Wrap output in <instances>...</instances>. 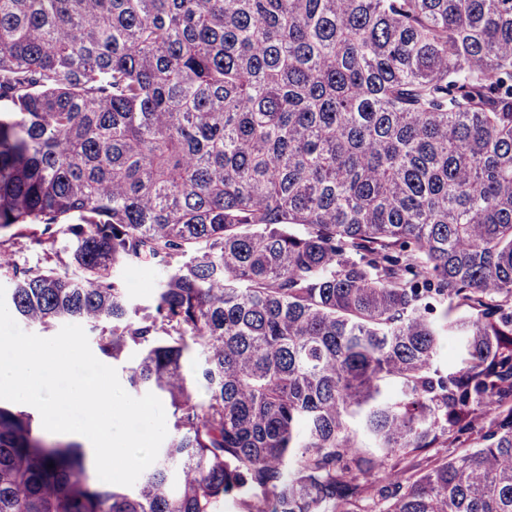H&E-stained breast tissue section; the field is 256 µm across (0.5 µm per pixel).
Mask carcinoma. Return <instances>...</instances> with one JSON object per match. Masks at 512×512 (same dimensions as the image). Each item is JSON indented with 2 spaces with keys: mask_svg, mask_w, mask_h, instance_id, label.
Segmentation results:
<instances>
[{
  "mask_svg": "<svg viewBox=\"0 0 512 512\" xmlns=\"http://www.w3.org/2000/svg\"><path fill=\"white\" fill-rule=\"evenodd\" d=\"M2 231L174 424L125 491L0 406V512H512V0H0ZM16 253L21 260L35 263L42 256L41 248L23 238H12L10 234H0V251ZM124 278L129 295L135 304L148 306L153 302L159 277L147 264L133 266L127 270H120Z\"/></svg>",
  "mask_w": 512,
  "mask_h": 512,
  "instance_id": "1",
  "label": "carcinoma"
}]
</instances>
